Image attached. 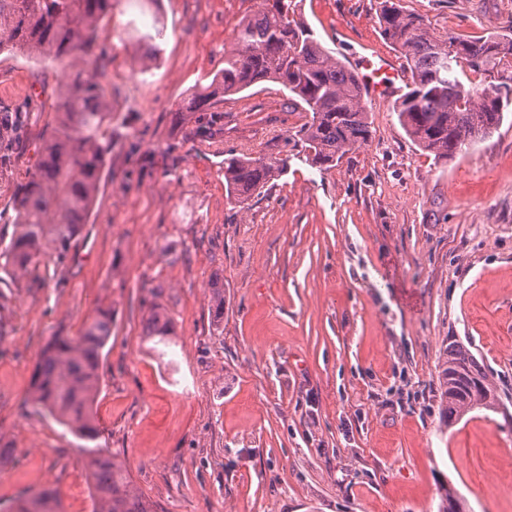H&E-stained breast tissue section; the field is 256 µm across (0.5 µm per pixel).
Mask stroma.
<instances>
[{
  "mask_svg": "<svg viewBox=\"0 0 512 512\" xmlns=\"http://www.w3.org/2000/svg\"><path fill=\"white\" fill-rule=\"evenodd\" d=\"M380 0H299L328 49L384 54ZM431 29L482 38L512 25V0H399ZM256 0H159L153 66L112 11L102 83L112 154L65 262L0 279V512L52 491L57 512H93L86 441L22 411L53 336L102 306L98 448L153 512H437L447 483L470 512H512V113L448 163L418 149L392 104H366L369 143L336 167L291 158L245 207L227 202L226 153L282 150L307 121L265 82L216 105L224 130L196 135L188 98L224 67ZM57 75L0 54V107L46 101ZM224 283V321L211 288ZM174 345L152 349V312ZM462 343L497 385L501 411L440 422L439 365Z\"/></svg>",
  "mask_w": 512,
  "mask_h": 512,
  "instance_id": "1",
  "label": "stroma"
}]
</instances>
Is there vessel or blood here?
Wrapping results in <instances>:
<instances>
[{"label":"vessel or blood","mask_w":512,"mask_h":512,"mask_svg":"<svg viewBox=\"0 0 512 512\" xmlns=\"http://www.w3.org/2000/svg\"><path fill=\"white\" fill-rule=\"evenodd\" d=\"M351 65L359 72L365 95L372 100L402 95L407 85L405 73L392 57L373 51L370 46L353 52Z\"/></svg>","instance_id":"b4317fda"}]
</instances>
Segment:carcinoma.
<instances>
[{
    "label": "carcinoma",
    "instance_id": "cac0c4a2",
    "mask_svg": "<svg viewBox=\"0 0 512 512\" xmlns=\"http://www.w3.org/2000/svg\"><path fill=\"white\" fill-rule=\"evenodd\" d=\"M118 0H0V54H20L44 68L68 71L50 105L54 121L37 159L14 184V232L0 239V272L23 275L34 259L64 258L80 236L112 152V107L99 80L106 60L103 42ZM292 0H260V9L235 28L234 48L204 91L184 110L202 112L198 135L210 137L224 119L214 98L274 82L291 94L310 119L285 137L308 164L328 170L348 152L368 143L371 126L357 75L325 48L306 23L290 15ZM382 35L399 51L410 74L407 93L393 111L411 141L440 161L497 131L512 106V31L472 39L436 34L426 21L394 0H382L377 15ZM163 30L134 25L129 39L162 51ZM45 108L26 101L0 111V171L14 166L29 117ZM288 169L286 156L224 157L227 199L245 205ZM214 317L224 319V285L212 286ZM144 335L168 344L169 327L158 313ZM112 337V308H99L77 336H53L42 348L27 404L46 411L76 436H96L93 406L99 364ZM441 423L448 428L475 408L495 411L501 397L483 365L464 346L445 348L439 371ZM95 512H152L130 487L129 477L100 450L89 451ZM438 512H468L448 484L439 489ZM53 493L18 499L12 512H54Z\"/></svg>",
    "mask_w": 512,
    "mask_h": 512
}]
</instances>
